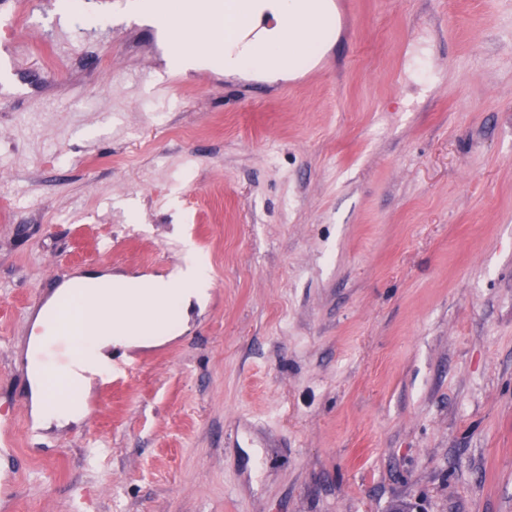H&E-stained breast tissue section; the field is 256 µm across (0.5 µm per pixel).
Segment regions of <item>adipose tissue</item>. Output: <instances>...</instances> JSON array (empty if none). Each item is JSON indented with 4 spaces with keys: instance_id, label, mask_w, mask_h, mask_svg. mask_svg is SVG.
Here are the masks:
<instances>
[{
    "instance_id": "ef3b65f1",
    "label": "adipose tissue",
    "mask_w": 512,
    "mask_h": 512,
    "mask_svg": "<svg viewBox=\"0 0 512 512\" xmlns=\"http://www.w3.org/2000/svg\"><path fill=\"white\" fill-rule=\"evenodd\" d=\"M138 7L147 20L158 21L169 13H178L187 31L197 21H207L216 41L223 40L224 28L231 23L224 0H140ZM246 8L249 39L239 40L221 55L213 56L194 50L188 38H181L179 70L213 67L228 76L250 69L274 76L291 73L304 57L313 56L324 44V35L310 28L307 18L318 17L328 29L336 20L330 0H248ZM286 15L300 20L288 42L283 40L280 29V20ZM85 286L84 306L91 314L82 326L81 336L75 339L76 356L68 367L78 400H69L44 385L37 353L53 336L50 306L40 309L28 338L32 414L36 424L46 429L82 417L92 373L97 365L111 358L113 349L143 347L185 332L191 311L206 304L210 297L211 278L207 264L198 261L190 271L179 275L131 278L104 274L87 278Z\"/></svg>"
}]
</instances>
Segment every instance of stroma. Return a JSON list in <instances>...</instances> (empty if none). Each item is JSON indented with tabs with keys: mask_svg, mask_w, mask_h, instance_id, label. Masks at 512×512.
<instances>
[{
	"mask_svg": "<svg viewBox=\"0 0 512 512\" xmlns=\"http://www.w3.org/2000/svg\"><path fill=\"white\" fill-rule=\"evenodd\" d=\"M0 10V512H512V7L349 0L249 104L122 0ZM189 241L188 330L30 442L45 296Z\"/></svg>",
	"mask_w": 512,
	"mask_h": 512,
	"instance_id": "1",
	"label": "stroma"
}]
</instances>
